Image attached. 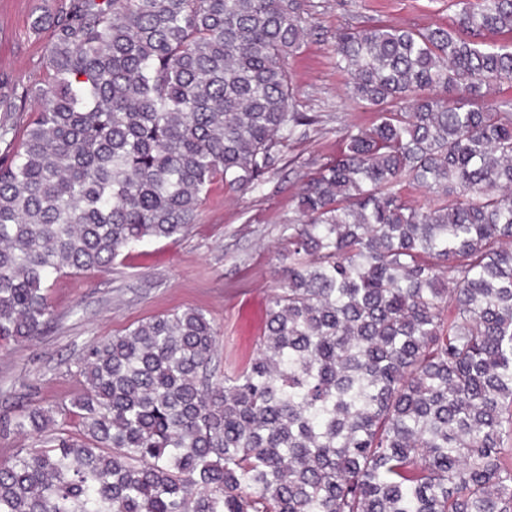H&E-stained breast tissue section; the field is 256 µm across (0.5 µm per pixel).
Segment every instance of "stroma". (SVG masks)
<instances>
[{
	"mask_svg": "<svg viewBox=\"0 0 512 512\" xmlns=\"http://www.w3.org/2000/svg\"><path fill=\"white\" fill-rule=\"evenodd\" d=\"M65 0H0V79L25 83L39 75L49 30L34 16L57 13ZM315 25L287 67L297 111L317 116L303 140L289 143L281 168L246 195L215 185L196 224L179 239L150 242L119 257L111 270L60 274L51 289L54 318L30 342L0 344V414L33 398L64 401L81 391L77 362L84 347L132 323L199 308L219 333L220 372L240 367L263 334L267 300L283 266L281 248L303 182L335 155L347 126H368L375 112L357 107L348 76L336 67L332 32L381 22L453 26L451 0H303Z\"/></svg>",
	"mask_w": 512,
	"mask_h": 512,
	"instance_id": "stroma-1",
	"label": "stroma"
}]
</instances>
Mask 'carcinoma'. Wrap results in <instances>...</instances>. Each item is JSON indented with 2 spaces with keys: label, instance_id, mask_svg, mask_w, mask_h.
Listing matches in <instances>:
<instances>
[{
  "label": "carcinoma",
  "instance_id": "obj_1",
  "mask_svg": "<svg viewBox=\"0 0 512 512\" xmlns=\"http://www.w3.org/2000/svg\"><path fill=\"white\" fill-rule=\"evenodd\" d=\"M456 5V29L336 31L378 119L303 185L256 357L211 381L194 308L93 342L71 407L0 422L40 438L0 462V512H512V112L483 102L512 81V0ZM45 26L42 78L0 92L16 342L49 323L53 276L177 239L317 123L291 109L301 0H67Z\"/></svg>",
  "mask_w": 512,
  "mask_h": 512
}]
</instances>
